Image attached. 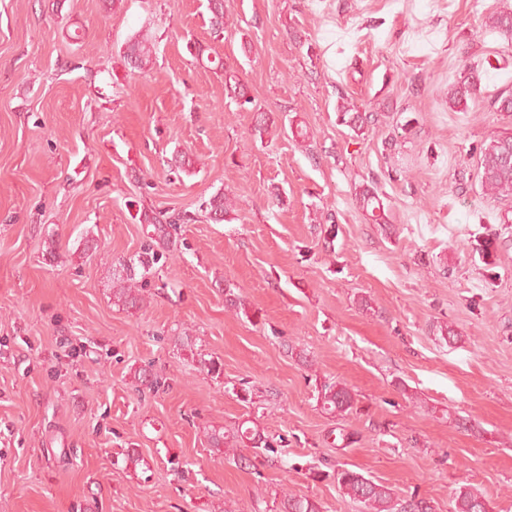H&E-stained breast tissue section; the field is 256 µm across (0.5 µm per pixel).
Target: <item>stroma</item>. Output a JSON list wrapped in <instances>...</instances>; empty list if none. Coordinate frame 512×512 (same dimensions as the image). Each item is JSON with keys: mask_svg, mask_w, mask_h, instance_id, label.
Returning a JSON list of instances; mask_svg holds the SVG:
<instances>
[{"mask_svg": "<svg viewBox=\"0 0 512 512\" xmlns=\"http://www.w3.org/2000/svg\"><path fill=\"white\" fill-rule=\"evenodd\" d=\"M226 7L218 30L207 0H0V512H279L288 490L362 512L340 468L435 512L462 487L512 512V197L478 177L512 133L488 103L512 40L482 31L512 0ZM464 62L486 94L469 112L448 103ZM341 98L377 123L339 125ZM157 224L172 244L122 309L116 266ZM145 367L158 391L136 390ZM330 382L349 414L323 410ZM248 419L282 455L208 448ZM357 199L360 207H362V209L372 217L373 223H387V216L385 214L382 201L374 191H371L370 189H363L359 192ZM323 409L329 414L343 416L352 411L354 397L351 391L341 383H326L321 388Z\"/></svg>", "mask_w": 512, "mask_h": 512, "instance_id": "1", "label": "stroma"}]
</instances>
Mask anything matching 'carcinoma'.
I'll return each instance as SVG.
<instances>
[{
  "instance_id": "carcinoma-1",
  "label": "carcinoma",
  "mask_w": 512,
  "mask_h": 512,
  "mask_svg": "<svg viewBox=\"0 0 512 512\" xmlns=\"http://www.w3.org/2000/svg\"><path fill=\"white\" fill-rule=\"evenodd\" d=\"M485 26L502 35L512 36V12H496L487 17ZM129 58L136 68H144L151 60L152 47L145 40H136L129 44ZM483 94L480 71L472 66H463L458 79L448 88V100L453 105L468 109V101L476 100ZM338 122L352 130H360L375 121L374 114L362 113L344 103L336 107ZM480 185L491 196H512V135H500L480 148ZM360 207L367 211L375 224L387 223V216L379 196L364 189L359 192ZM209 214L216 224L224 221L226 215L234 210L233 200L224 193L214 195L209 202ZM160 260L152 248L145 249L138 256V262L126 265L125 275L118 278V285L112 289V302L127 309H139L143 298L136 288L137 271L141 267L144 273ZM136 387L155 390L160 387L163 377L151 370L137 369L133 374ZM323 409L336 416L352 411L354 397L351 391L341 383H326L321 388ZM209 446L217 451L234 448H253L267 457L282 452L281 442L269 438L256 426L238 427L232 433L222 429H212L206 433ZM336 482L343 495L364 507V512H433V506L424 499L414 497L400 499L392 488L376 482L364 474L343 468L336 471ZM280 512H320L315 500L294 493L284 494L280 502ZM451 512H489L487 499L471 490L461 487L453 497Z\"/></svg>"
}]
</instances>
